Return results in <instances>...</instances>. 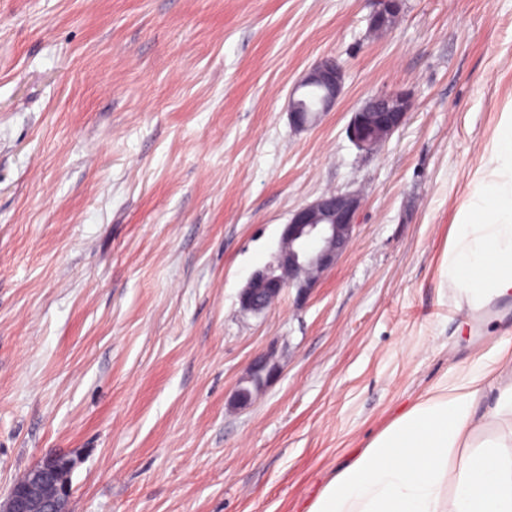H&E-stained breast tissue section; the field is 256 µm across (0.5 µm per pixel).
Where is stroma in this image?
Returning <instances> with one entry per match:
<instances>
[{"mask_svg": "<svg viewBox=\"0 0 512 512\" xmlns=\"http://www.w3.org/2000/svg\"><path fill=\"white\" fill-rule=\"evenodd\" d=\"M0 0V500L73 457L69 512H307L336 469L494 340L437 267L512 101V0ZM332 57L311 129L288 96ZM393 90L377 151L352 112ZM359 192L353 242L305 300L239 293L291 213ZM279 377L231 398L259 354ZM399 2V0H381L379 8L370 18V29L377 33H383L389 30L399 12ZM345 75L342 67L332 58H322L315 62L296 83L289 95V116L293 128L303 131L315 125L321 115L329 112L343 94ZM322 91L323 97L318 90ZM321 99V102H320ZM320 102L317 112H314ZM409 109L410 100L405 93L374 95L352 112L348 138L359 150L373 151L403 126Z\"/></svg>", "mask_w": 512, "mask_h": 512, "instance_id": "stroma-1", "label": "stroma"}]
</instances>
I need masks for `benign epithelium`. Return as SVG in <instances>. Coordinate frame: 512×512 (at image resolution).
<instances>
[{"label":"benign epithelium","mask_w":512,"mask_h":512,"mask_svg":"<svg viewBox=\"0 0 512 512\" xmlns=\"http://www.w3.org/2000/svg\"><path fill=\"white\" fill-rule=\"evenodd\" d=\"M400 9L399 0H380L379 8L369 21L371 30L383 33L392 27ZM345 75L332 58L315 62L296 83L289 95V116L293 128L303 131L315 125L321 115L330 111L343 94ZM311 88L322 91L316 112H308L303 93ZM410 100L402 92H386L366 100L347 126L349 140L360 150L370 152L388 140L406 121ZM360 212V197L354 193L320 195L313 202L295 210L282 228L279 248L274 260L256 269L239 295L245 313L260 314L266 310V299L294 288L303 297L321 276L332 269L348 250L353 240ZM279 365L270 353L256 357L241 378L233 395L240 408L250 406L267 385L277 377ZM74 468L66 454H54L30 469L26 483L12 485L6 499L0 501V512H68L70 481L67 472ZM58 485V496L47 501L41 489Z\"/></svg>","instance_id":"1"}]
</instances>
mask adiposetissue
Instances as JSON below:
<instances>
[{
  "label": "adipose tissue",
  "instance_id": "ef3b65f1",
  "mask_svg": "<svg viewBox=\"0 0 512 512\" xmlns=\"http://www.w3.org/2000/svg\"><path fill=\"white\" fill-rule=\"evenodd\" d=\"M439 275L458 307L512 301V103L455 216ZM307 512H512V349L452 369L338 468Z\"/></svg>",
  "mask_w": 512,
  "mask_h": 512
}]
</instances>
